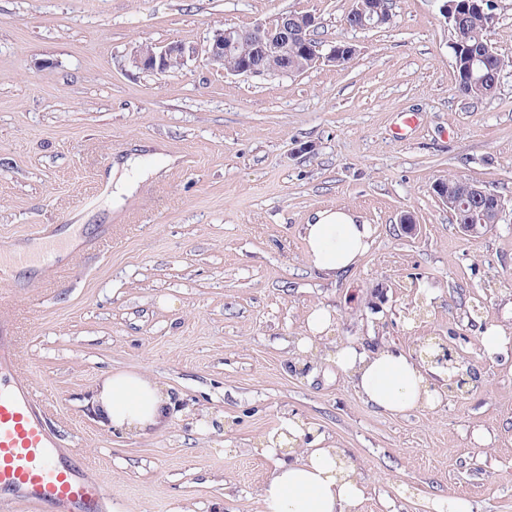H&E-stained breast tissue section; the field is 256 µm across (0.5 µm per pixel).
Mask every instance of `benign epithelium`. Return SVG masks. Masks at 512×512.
<instances>
[{
    "instance_id": "benign-epithelium-1",
    "label": "benign epithelium",
    "mask_w": 512,
    "mask_h": 512,
    "mask_svg": "<svg viewBox=\"0 0 512 512\" xmlns=\"http://www.w3.org/2000/svg\"><path fill=\"white\" fill-rule=\"evenodd\" d=\"M354 11L357 12L359 29H369L390 22L391 15H379L365 12L361 0H355ZM316 27V18L308 13H279L257 21L248 28L225 27L214 32L213 37L204 47L207 62L218 69L235 75L258 76L264 71L256 67L253 57L258 54L280 55L290 48L300 49L309 59L316 63L334 62L338 65L347 63L356 53L352 45L332 47L323 52V46L312 37ZM199 54V49L184 43L158 45L141 43L132 48L129 61L132 65L148 72L164 74L171 69L183 66L187 59ZM453 195H448V180H440L434 185L437 197L456 211L468 215L467 223L460 229L473 237L482 235L492 223L486 219L487 211L476 207L473 202L482 199L492 201L494 218H499L502 210L501 201L488 194V191L476 182L462 179L454 180Z\"/></svg>"
}]
</instances>
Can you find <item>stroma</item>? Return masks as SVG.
Wrapping results in <instances>:
<instances>
[{
  "mask_svg": "<svg viewBox=\"0 0 512 512\" xmlns=\"http://www.w3.org/2000/svg\"><path fill=\"white\" fill-rule=\"evenodd\" d=\"M354 0H0V246L32 228L84 236L48 284L20 270L0 304L20 318V364L49 428L128 512H257L285 420L315 429L361 474L363 512H512V68L462 94L455 34L437 0H392L391 20L351 28ZM313 14L315 38L356 55L299 74L237 76L187 60L139 70L131 48L205 46L214 30ZM418 123L408 127L407 115ZM154 173L122 202L112 169ZM460 177L499 197L472 237L433 192ZM345 208L369 251L329 279L305 262L302 226ZM410 224H403V217ZM333 325L300 368L309 312ZM446 347L477 375L437 379L441 403L390 416L327 355L341 346ZM146 373L172 395L163 430L112 433L88 406L97 381ZM487 444L477 443L475 433ZM480 343L484 351L493 356L505 352L512 345V336H507L504 331L495 325H488L481 332Z\"/></svg>",
  "mask_w": 512,
  "mask_h": 512,
  "instance_id": "35a3bbf8",
  "label": "stroma"
}]
</instances>
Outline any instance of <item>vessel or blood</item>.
Instances as JSON below:
<instances>
[{
	"label": "vessel or blood",
	"mask_w": 512,
	"mask_h": 512,
	"mask_svg": "<svg viewBox=\"0 0 512 512\" xmlns=\"http://www.w3.org/2000/svg\"><path fill=\"white\" fill-rule=\"evenodd\" d=\"M16 321L0 311V512H110L112 498L86 462L61 448L36 408L17 361Z\"/></svg>",
	"instance_id": "1"
}]
</instances>
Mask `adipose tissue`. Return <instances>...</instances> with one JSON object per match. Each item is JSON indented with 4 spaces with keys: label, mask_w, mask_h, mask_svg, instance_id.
Wrapping results in <instances>:
<instances>
[{
    "label": "adipose tissue",
    "mask_w": 512,
    "mask_h": 512,
    "mask_svg": "<svg viewBox=\"0 0 512 512\" xmlns=\"http://www.w3.org/2000/svg\"><path fill=\"white\" fill-rule=\"evenodd\" d=\"M371 225L347 209L316 211L303 226L305 260L333 278L354 267L367 252ZM352 375L365 401L388 414L434 408L439 394L424 361L388 348L341 347L331 354ZM105 424L128 436L163 428L173 406L158 382L141 372L105 375L91 400ZM285 437H270L265 449L276 459L261 497V512H359L363 481L338 448L300 422L284 423Z\"/></svg>",
    "instance_id": "adipose-tissue-1"
}]
</instances>
